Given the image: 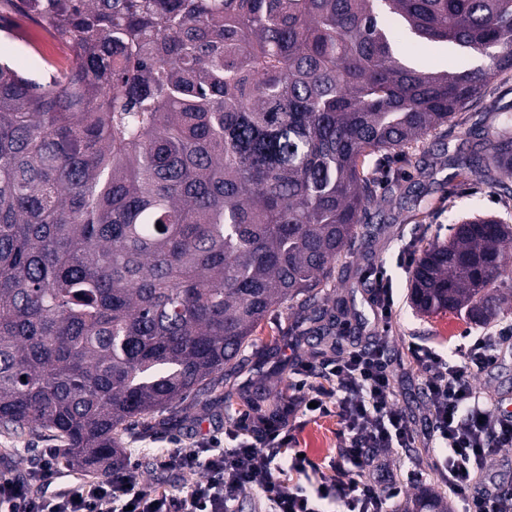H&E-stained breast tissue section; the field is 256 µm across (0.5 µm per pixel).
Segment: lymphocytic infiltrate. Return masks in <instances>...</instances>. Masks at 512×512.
<instances>
[{
    "mask_svg": "<svg viewBox=\"0 0 512 512\" xmlns=\"http://www.w3.org/2000/svg\"><path fill=\"white\" fill-rule=\"evenodd\" d=\"M425 368L431 402L430 437L444 451L443 481L466 512H497L504 491L484 478L489 458L512 447V412L492 408L474 390L471 377L497 362L498 345L477 338L464 365L448 363L428 347L413 346ZM388 347L382 338L369 346L325 362L302 361L294 392L276 420L243 412L226 436L229 448H179L161 455L164 471L193 474L179 497L141 488V471L130 461L105 479L76 483L52 496L43 495L58 477L60 452L45 449L27 476L0 474V512H236L239 501L260 488L269 512H385L388 501L404 490L393 471L380 462L383 451L408 448L415 441L405 413L394 401ZM337 417L343 446L332 476L306 482L313 462L299 454L297 416Z\"/></svg>",
    "mask_w": 512,
    "mask_h": 512,
    "instance_id": "lymphocytic-infiltrate-1",
    "label": "lymphocytic infiltrate"
}]
</instances>
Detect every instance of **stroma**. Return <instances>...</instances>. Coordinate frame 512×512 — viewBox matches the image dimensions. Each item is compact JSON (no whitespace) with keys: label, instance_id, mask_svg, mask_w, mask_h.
Masks as SVG:
<instances>
[{"label":"stroma","instance_id":"35a3bbf8","mask_svg":"<svg viewBox=\"0 0 512 512\" xmlns=\"http://www.w3.org/2000/svg\"><path fill=\"white\" fill-rule=\"evenodd\" d=\"M23 27L27 33L23 40L0 31L1 60L42 83L48 81L53 66L71 64L67 45L55 41L31 22H24ZM508 110L512 111V72L500 75L490 85L483 101L457 114L447 137L430 159L431 176L424 180L417 204L386 210L390 226L387 237L373 245L356 241L344 271L336 275L334 290L345 299L348 309L345 320L349 330L343 347H361L369 343L372 335H384L395 369L396 403L412 416L418 432L415 447L395 448L387 456L390 468L397 474L403 475L412 469L422 473L419 482L388 502V512H420L428 493L446 494L447 491L439 473L442 455L433 447L425 421L429 396L424 386V372L410 358L408 346L423 345L455 360L460 349L479 336H496L501 330L512 328V317L496 320L485 328L467 324L451 313L421 318L413 314L407 303L409 252L447 237L449 225L474 214L496 216L512 224V200L502 198L485 184L465 178L454 164L455 156L466 146L464 131L478 121L497 126L500 113ZM367 262L384 269L392 283L395 311L386 328L382 327L369 301L367 286L358 283L356 269ZM255 336L256 344L249 351V362L227 378L224 389L233 393L249 391L260 382L266 388L265 399L248 405L237 401L230 407L217 404L211 411L191 419L163 411L155 415L149 430L123 436L124 457L138 461L144 491L180 494L188 484L187 478L157 469V456L223 436L225 426L235 413L249 410L265 415L292 394L296 380L294 370L300 361L313 359L312 347L304 337L294 333L292 318L281 309L271 312ZM472 384L488 404L512 405V341L500 346L495 368L475 375ZM295 434L317 466L312 480L329 475L328 464L342 446L335 418L306 423L297 428Z\"/></svg>","mask_w":512,"mask_h":512}]
</instances>
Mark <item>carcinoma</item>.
<instances>
[{"label":"carcinoma","instance_id":"obj_1","mask_svg":"<svg viewBox=\"0 0 512 512\" xmlns=\"http://www.w3.org/2000/svg\"><path fill=\"white\" fill-rule=\"evenodd\" d=\"M67 44L47 85L0 64V433L62 464L156 413L204 409L284 307L339 346L326 288L374 238L377 188L512 70V0H0ZM483 63L428 72L393 26ZM472 125L465 176L512 198V113ZM162 228H157L156 224ZM512 225L473 216L420 250L418 314L512 313Z\"/></svg>","mask_w":512,"mask_h":512}]
</instances>
